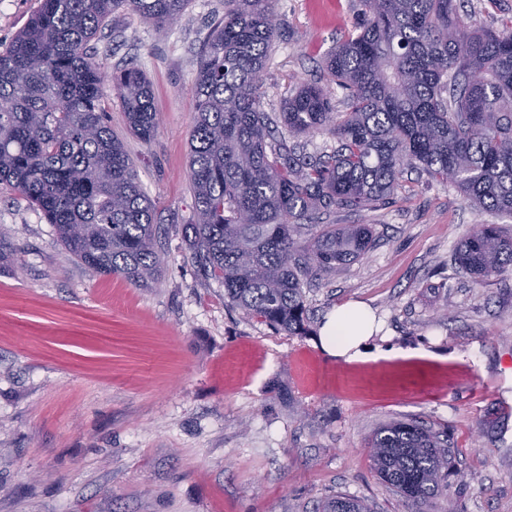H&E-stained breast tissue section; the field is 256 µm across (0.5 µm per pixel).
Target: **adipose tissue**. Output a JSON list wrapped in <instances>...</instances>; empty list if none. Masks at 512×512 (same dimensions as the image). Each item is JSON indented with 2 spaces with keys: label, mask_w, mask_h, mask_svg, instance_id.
<instances>
[{
  "label": "adipose tissue",
  "mask_w": 512,
  "mask_h": 512,
  "mask_svg": "<svg viewBox=\"0 0 512 512\" xmlns=\"http://www.w3.org/2000/svg\"><path fill=\"white\" fill-rule=\"evenodd\" d=\"M375 332L371 310L360 302H349L330 311L321 328L325 352L347 363L370 358L368 342Z\"/></svg>",
  "instance_id": "adipose-tissue-1"
}]
</instances>
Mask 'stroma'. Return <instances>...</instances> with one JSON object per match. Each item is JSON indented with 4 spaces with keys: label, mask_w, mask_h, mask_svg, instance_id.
<instances>
[{
    "label": "stroma",
    "mask_w": 512,
    "mask_h": 512,
    "mask_svg": "<svg viewBox=\"0 0 512 512\" xmlns=\"http://www.w3.org/2000/svg\"><path fill=\"white\" fill-rule=\"evenodd\" d=\"M41 0H0V50ZM280 34L260 90L276 114L356 32L361 0H273ZM224 0H191L168 30L118 10L92 40L105 72L135 63L153 91L151 141L106 119L156 206L161 273L138 288L93 276L24 196L0 185V512H320L339 494L373 512H512V270L479 284L453 255L479 225L451 185L405 172L390 203L336 209L369 224L359 260L311 273L312 332L290 336L224 300L182 233L196 54ZM512 0H464L461 21L499 28ZM356 301L384 324L380 357L347 363L317 336ZM396 420L448 437L452 472L426 510L375 473L367 440Z\"/></svg>",
    "instance_id": "35a3bbf8"
}]
</instances>
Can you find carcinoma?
Wrapping results in <instances>:
<instances>
[{
  "mask_svg": "<svg viewBox=\"0 0 512 512\" xmlns=\"http://www.w3.org/2000/svg\"><path fill=\"white\" fill-rule=\"evenodd\" d=\"M358 33L325 57L346 91L285 98L292 135L326 131L332 152L299 156L271 139L259 89L276 35L271 0H224L197 53L189 142L194 213L182 225L199 273L224 299L290 336L311 333L310 273L353 262L373 242L368 224H321L320 211L386 204L406 168L449 183L480 211L512 216V18L470 31L460 0H362ZM191 0H42L0 53V184L21 192L62 245L98 276L148 287L161 271L156 210L124 142L108 125L105 75L90 41L119 9L168 29ZM127 130L148 141L157 113L150 81L130 64L112 72ZM459 267L477 283L512 269V236L493 224L463 239ZM379 477L427 503L448 477V440L417 422L382 426L368 440ZM324 512H369L354 496Z\"/></svg>",
  "mask_w": 512,
  "mask_h": 512,
  "instance_id": "carcinoma-1",
  "label": "carcinoma"
}]
</instances>
